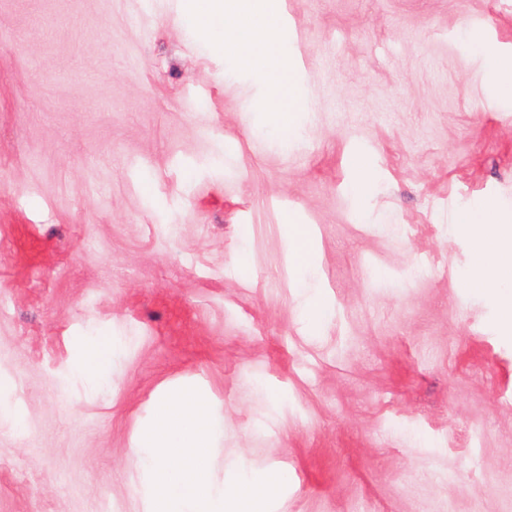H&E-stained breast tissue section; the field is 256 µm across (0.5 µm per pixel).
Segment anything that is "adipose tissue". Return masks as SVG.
Segmentation results:
<instances>
[{"mask_svg": "<svg viewBox=\"0 0 512 512\" xmlns=\"http://www.w3.org/2000/svg\"><path fill=\"white\" fill-rule=\"evenodd\" d=\"M201 37L218 40L226 71L250 77L260 92L254 108L281 144L309 121L305 94L294 61L293 44L280 0H191L184 15ZM288 254L298 274L302 312L309 329L323 323L328 305L310 280L316 271L317 254L307 225L285 214ZM457 224L475 242L471 272L465 288L495 295L501 321L512 327V294L503 289L512 284V225L497 223L492 216L476 218L470 210L459 211Z\"/></svg>", "mask_w": 512, "mask_h": 512, "instance_id": "adipose-tissue-1", "label": "adipose tissue"}]
</instances>
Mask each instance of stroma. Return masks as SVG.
Wrapping results in <instances>:
<instances>
[{"instance_id": "obj_1", "label": "stroma", "mask_w": 512, "mask_h": 512, "mask_svg": "<svg viewBox=\"0 0 512 512\" xmlns=\"http://www.w3.org/2000/svg\"><path fill=\"white\" fill-rule=\"evenodd\" d=\"M144 1L0 0V512H147L135 438L178 384L223 420L215 475L288 471L270 512H512V328L455 222L512 224V0H282L286 149L189 0ZM353 167L358 172V179L353 189L358 193H364L370 187L374 178V171L369 157L365 154H355L353 156ZM283 223L288 224V254L298 273L304 319L307 327L315 330L323 323L328 312V304L317 290L310 288L317 262L315 242L308 226L300 224L292 213L284 215Z\"/></svg>"}]
</instances>
